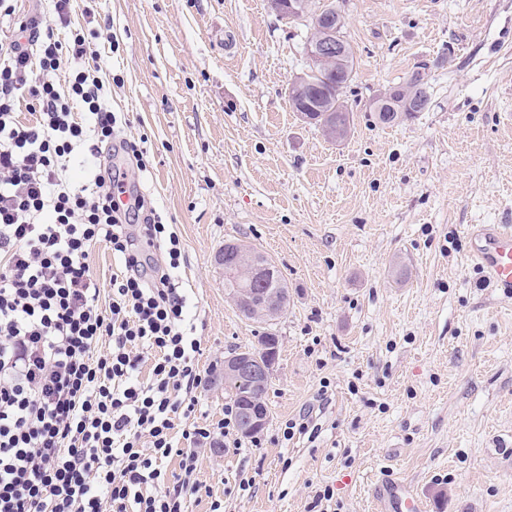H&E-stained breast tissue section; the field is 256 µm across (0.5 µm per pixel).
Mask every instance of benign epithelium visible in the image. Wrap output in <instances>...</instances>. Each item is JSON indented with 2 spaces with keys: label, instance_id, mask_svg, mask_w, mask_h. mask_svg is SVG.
Here are the masks:
<instances>
[{
  "label": "benign epithelium",
  "instance_id": "obj_1",
  "mask_svg": "<svg viewBox=\"0 0 512 512\" xmlns=\"http://www.w3.org/2000/svg\"><path fill=\"white\" fill-rule=\"evenodd\" d=\"M272 10L282 17L296 19L308 14L310 0H268ZM327 18H336L333 24L322 23L315 27L313 35L306 44L305 54L308 60V70L293 79L289 84V95L298 102L296 112L306 121L315 122L317 113L323 111V106L308 101L307 91L314 83V78L325 79L327 75H336V70L348 73L347 59L349 51L339 35L343 24V16L329 14L330 8L325 7ZM321 11V12H323ZM316 12V15H321ZM381 100L398 101L405 104L408 111L418 110L419 95L411 86H401L385 93ZM220 264L227 269L236 265L249 268L252 275L272 281L277 278L275 268L254 250L247 249L238 243H227L224 251L218 256ZM235 304L254 312L258 319H270L281 313L283 303L279 299V290L269 288L259 292L254 288H241L233 297ZM278 355V347L271 345L260 353L247 349L232 352L224 358V385H240L247 383L253 389H263L269 384ZM269 422L265 406L253 402L250 407L241 409L238 417V430L241 435L251 437L261 432Z\"/></svg>",
  "mask_w": 512,
  "mask_h": 512
}]
</instances>
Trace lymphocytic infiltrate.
I'll return each instance as SVG.
<instances>
[{
	"mask_svg": "<svg viewBox=\"0 0 512 512\" xmlns=\"http://www.w3.org/2000/svg\"><path fill=\"white\" fill-rule=\"evenodd\" d=\"M52 2V20L20 24L0 45V512H184L199 491L188 482L195 447L211 431L172 444L173 416L193 412L184 396L202 382L175 275L180 242L129 193L127 171L89 164L72 182L75 160L105 146L132 155L137 170L147 160L89 74L75 72L69 98L57 91L52 74L86 47L56 39L73 0ZM76 102L87 121L73 117ZM21 105L33 122L19 120ZM100 239L123 263L106 307L87 262ZM153 249L163 265L151 266ZM173 455L186 479L170 488L160 464Z\"/></svg>",
	"mask_w": 512,
	"mask_h": 512,
	"instance_id": "lymphocytic-infiltrate-1",
	"label": "lymphocytic infiltrate"
}]
</instances>
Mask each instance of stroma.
I'll return each mask as SVG.
<instances>
[{
    "instance_id": "obj_1",
    "label": "stroma",
    "mask_w": 512,
    "mask_h": 512,
    "mask_svg": "<svg viewBox=\"0 0 512 512\" xmlns=\"http://www.w3.org/2000/svg\"><path fill=\"white\" fill-rule=\"evenodd\" d=\"M354 50L341 140L294 112L310 20L266 0H75L61 40L123 135L145 140L137 179L172 224L176 274L200 343L183 431L198 449L186 512H375L393 475L427 512H512V300L468 257L471 224L512 222V0H334ZM53 81L68 95L75 67ZM424 68L428 109L391 125L376 102ZM268 256L285 312L246 319L224 291L225 242ZM280 339L270 422L223 428L224 359ZM308 433L285 438L288 421ZM330 490V499L318 494Z\"/></svg>"
}]
</instances>
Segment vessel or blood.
Returning a JSON list of instances; mask_svg holds the SVG:
<instances>
[{"label": "vessel or blood", "mask_w": 512, "mask_h": 512, "mask_svg": "<svg viewBox=\"0 0 512 512\" xmlns=\"http://www.w3.org/2000/svg\"><path fill=\"white\" fill-rule=\"evenodd\" d=\"M469 255L488 287L512 299V225L474 224L467 231ZM377 512H424L422 501L403 482L382 478L374 488Z\"/></svg>", "instance_id": "obj_1"}]
</instances>
